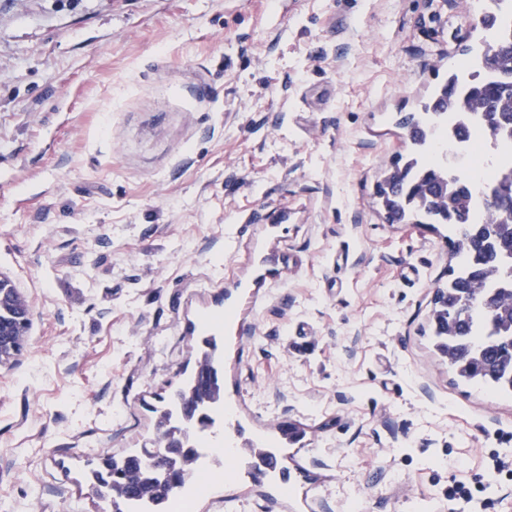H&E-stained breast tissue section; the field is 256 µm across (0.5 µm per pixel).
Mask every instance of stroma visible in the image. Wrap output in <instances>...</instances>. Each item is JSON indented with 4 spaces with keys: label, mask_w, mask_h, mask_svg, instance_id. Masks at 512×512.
Returning a JSON list of instances; mask_svg holds the SVG:
<instances>
[{
    "label": "stroma",
    "mask_w": 512,
    "mask_h": 512,
    "mask_svg": "<svg viewBox=\"0 0 512 512\" xmlns=\"http://www.w3.org/2000/svg\"><path fill=\"white\" fill-rule=\"evenodd\" d=\"M482 37L463 0H0V512H109L93 465L152 448L228 309L222 427L288 477L194 512H512V400L432 338L448 229L376 195Z\"/></svg>",
    "instance_id": "35a3bbf8"
}]
</instances>
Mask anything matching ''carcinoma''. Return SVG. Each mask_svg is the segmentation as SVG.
Segmentation results:
<instances>
[{
	"label": "carcinoma",
	"instance_id": "1",
	"mask_svg": "<svg viewBox=\"0 0 512 512\" xmlns=\"http://www.w3.org/2000/svg\"><path fill=\"white\" fill-rule=\"evenodd\" d=\"M490 37L483 42L478 59L482 77L463 84L459 73L448 75L440 91L423 105L422 117L411 122L415 135L403 165L390 172L380 185L379 197L391 222L404 223L422 217L430 224L448 226V242L458 271L447 287L437 290L433 310L436 347L463 380L478 384L491 393L512 396V266L502 255L512 254V215L502 206L487 202L495 191L512 202V173L507 172L481 187L478 193L456 170L426 156L433 151L426 129L448 112H465L482 120L491 133L488 118L512 115V39L500 37L499 16L491 11ZM9 341L3 342L6 357L21 351L29 324H8ZM209 351L199 361L193 378L170 396L161 427L172 422L170 408L193 423L200 413L224 402L223 383L203 386V380L220 371L216 344L207 342ZM141 455L112 458L106 470L114 476L113 485L99 491L112 499V512H125L132 497L160 505L172 500L175 490L152 478Z\"/></svg>",
	"mask_w": 512,
	"mask_h": 512
}]
</instances>
